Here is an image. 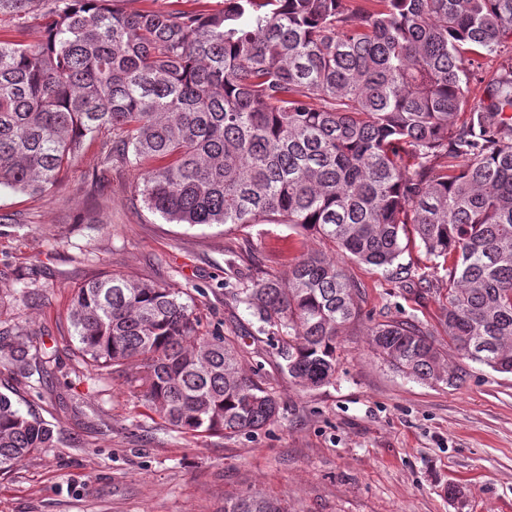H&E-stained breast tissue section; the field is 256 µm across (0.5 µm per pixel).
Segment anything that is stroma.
<instances>
[{
    "label": "stroma",
    "instance_id": "1",
    "mask_svg": "<svg viewBox=\"0 0 512 512\" xmlns=\"http://www.w3.org/2000/svg\"><path fill=\"white\" fill-rule=\"evenodd\" d=\"M99 149L87 144L50 195L0 190V345L23 339L38 366L1 361L0 392L59 436L0 473V512H224L225 499L248 491L288 512H512V374L452 351L464 382L428 385L371 347V322L393 318L447 344L448 277L423 249L398 259L428 288L421 299L388 270L347 262L367 317L342 330L335 381L304 389L226 290L285 278L301 254L330 257L332 247L283 224L166 223L135 193L139 172H101ZM100 273L187 289L201 331L257 333L244 366L278 397V421L231 437L182 434L145 407L130 371L92 375L74 354L68 314L75 289Z\"/></svg>",
    "mask_w": 512,
    "mask_h": 512
}]
</instances>
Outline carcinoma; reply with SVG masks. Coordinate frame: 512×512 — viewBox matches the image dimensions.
<instances>
[{
    "label": "carcinoma",
    "instance_id": "cac0c4a2",
    "mask_svg": "<svg viewBox=\"0 0 512 512\" xmlns=\"http://www.w3.org/2000/svg\"><path fill=\"white\" fill-rule=\"evenodd\" d=\"M117 2L0 0L19 27L49 17L38 44L0 39V188L49 195L99 139L103 164L144 170L135 191L169 224H286L338 249L232 291L309 388L336 379L339 333L363 313L344 260L389 268L412 239L446 267L448 347L512 373V65L467 112L463 65L512 42V0ZM69 322L82 362L133 371L180 433L253 432L279 414L182 288L101 274L75 290ZM370 332L404 376L462 382L424 327ZM57 442L0 393V470ZM224 512L287 510L246 493Z\"/></svg>",
    "mask_w": 512,
    "mask_h": 512
}]
</instances>
